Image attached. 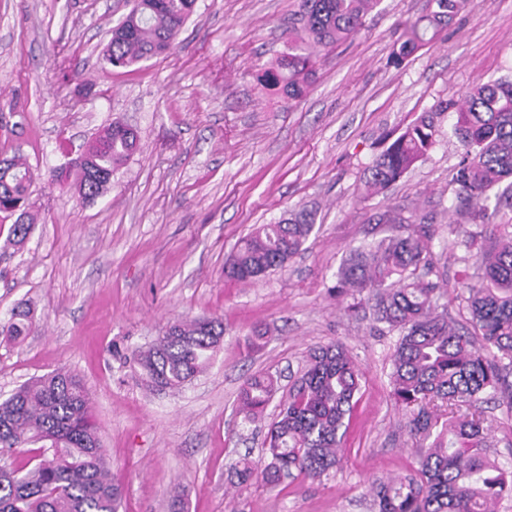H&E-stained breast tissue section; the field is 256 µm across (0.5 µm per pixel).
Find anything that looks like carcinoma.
I'll return each mask as SVG.
<instances>
[{"label": "carcinoma", "mask_w": 512, "mask_h": 512, "mask_svg": "<svg viewBox=\"0 0 512 512\" xmlns=\"http://www.w3.org/2000/svg\"><path fill=\"white\" fill-rule=\"evenodd\" d=\"M379 0H302L300 36L263 73L269 87L301 97L319 54L347 41L363 27ZM196 0H134L112 28L103 60L131 66L169 50L193 15ZM467 0H425L415 20L403 25L392 51L401 65L451 26ZM455 109L454 136L464 148L452 173L453 209L477 226L490 225L487 201L495 188V211L512 209V78L471 88L460 103L439 102L373 159L365 190L379 191L424 160L436 142L437 119ZM99 150L76 166V187L84 200L103 195L112 174L138 148L134 130L114 123L96 139ZM38 175L20 156L0 159V211L17 213L13 240L22 244L33 225L32 187ZM313 227L301 212L293 219L262 224L226 257L224 274L252 282L282 268L301 249ZM494 241L484 231H463L461 244L475 259L478 280L465 285L471 329L460 330L437 313V285L420 274L429 266L431 239L419 230L352 250L339 287L366 291L376 300V319L400 330L390 380L395 403L404 411L408 434L422 451L406 477L372 483L379 512H494L512 496V466L487 454L488 426L483 396L506 385L512 372V223L496 224ZM30 324L19 310L0 334L17 338ZM482 337L478 347L472 337ZM224 343L218 317L167 324L154 342L131 351L144 385L176 391L192 383ZM279 390L278 378L255 374L240 388L237 414L244 425L259 422ZM361 392V373L336 342L315 348L304 370L280 399L269 425L263 456L235 465L238 480L269 485L295 473L318 480L339 463L343 440ZM34 445L33 465L16 457ZM121 488L112 479L83 379L61 367L37 377L0 400V512H118Z\"/></svg>", "instance_id": "cac0c4a2"}]
</instances>
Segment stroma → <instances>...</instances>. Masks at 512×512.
I'll return each mask as SVG.
<instances>
[{
  "label": "stroma",
  "instance_id": "35a3bbf8",
  "mask_svg": "<svg viewBox=\"0 0 512 512\" xmlns=\"http://www.w3.org/2000/svg\"><path fill=\"white\" fill-rule=\"evenodd\" d=\"M424 0H380L364 27L321 55L303 97L257 76L286 52L299 0H197L169 52L101 69L110 31L129 0H0V158L21 152L41 175L38 216L23 246L0 212V325L18 307L29 335L0 337V400L67 367L84 380L114 478L120 512H375L369 487L410 473L420 443L392 397L398 332L378 323L366 294L336 289L352 248L399 233L375 218L426 214L429 280L449 320L467 326L465 262L451 208L462 147L452 117L424 161L383 192L362 190L366 167L390 137L437 102L512 75V0H470L455 23L401 66L397 24ZM133 128L138 151L108 192L82 201L74 178L51 181L106 126ZM315 212L312 232L281 270L252 284L224 275V260L257 225ZM220 316L224 344L177 392H152L124 356L175 318ZM268 326L259 350L245 341ZM342 343L362 373L341 464L318 480L239 483L232 466L259 458L269 405L238 425L236 399L251 375L289 387L311 349ZM489 454L512 461V399L483 403Z\"/></svg>",
  "mask_w": 512,
  "mask_h": 512
}]
</instances>
